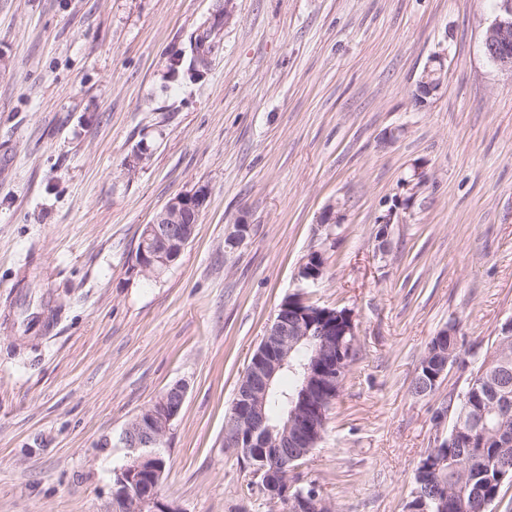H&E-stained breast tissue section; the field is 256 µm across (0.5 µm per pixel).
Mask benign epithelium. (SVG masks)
<instances>
[{"label": "benign epithelium", "instance_id": "obj_1", "mask_svg": "<svg viewBox=\"0 0 512 512\" xmlns=\"http://www.w3.org/2000/svg\"><path fill=\"white\" fill-rule=\"evenodd\" d=\"M484 54L504 71L512 72V0H500L494 20L486 29ZM446 55L433 54L425 67L421 98L435 96L443 79H432L445 71ZM208 190L198 187L171 197L156 213L152 222L144 225L140 247L132 252L130 271L145 276H157L168 270L194 239L199 218L207 208ZM250 235V225L240 220L233 225L227 244L237 247ZM318 327L317 319L303 310H286L274 318L261 343L260 351L245 372L243 386L235 402L233 416L224 430V443L245 456L255 448H280L272 457L262 455V465L255 466V476L264 479L272 500L279 497L280 477L285 467L309 455L319 426L313 409L325 398L327 389L340 381L345 371L343 363L351 343L345 337L356 335L353 317L336 321V328L322 331L329 337L320 357L337 359L333 368L321 364L297 408L278 437L267 425L265 405L275 375L286 366L296 343L311 335ZM187 393L183 383L172 385L154 403L134 417L121 434V442L129 449V461L114 472L111 498L103 512H184L178 505L161 496L160 484L166 469V459L160 448L172 422L180 414ZM250 429L244 433V429ZM329 509L327 501L317 492L299 495L288 502L290 512H315Z\"/></svg>", "mask_w": 512, "mask_h": 512}]
</instances>
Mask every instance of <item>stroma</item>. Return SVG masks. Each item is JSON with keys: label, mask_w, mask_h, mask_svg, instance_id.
<instances>
[{"label": "stroma", "mask_w": 512, "mask_h": 512, "mask_svg": "<svg viewBox=\"0 0 512 512\" xmlns=\"http://www.w3.org/2000/svg\"><path fill=\"white\" fill-rule=\"evenodd\" d=\"M225 7L202 77L172 76ZM494 15L495 0H0V512H103L124 428L178 382L162 496L268 512L224 427L301 290L352 314L357 354L292 474L333 512H403L451 426L435 411L512 318V74L483 52ZM443 49L444 85L416 103ZM197 187L210 201L193 241L161 277L131 272L144 225ZM403 200L380 252L379 219ZM337 201L344 222L323 223ZM240 219L250 236L228 248ZM315 252L327 274L308 287ZM29 292L61 311L26 336ZM451 321L462 360L414 395Z\"/></svg>", "instance_id": "1"}]
</instances>
